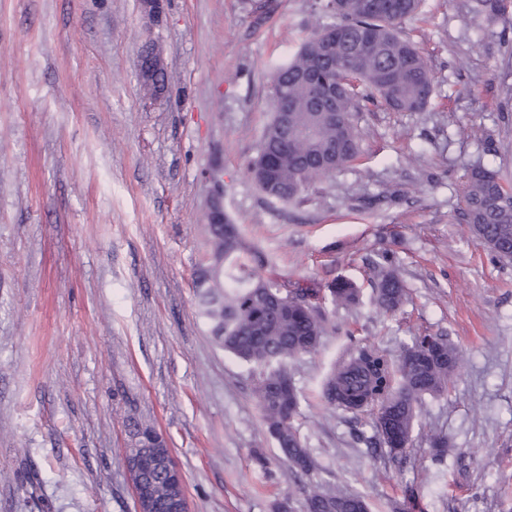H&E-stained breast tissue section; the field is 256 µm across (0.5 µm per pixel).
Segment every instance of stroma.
<instances>
[{"mask_svg":"<svg viewBox=\"0 0 512 512\" xmlns=\"http://www.w3.org/2000/svg\"><path fill=\"white\" fill-rule=\"evenodd\" d=\"M472 2L425 0L402 25L436 78L426 110L356 113L360 158L283 204L246 167L272 73L332 21L314 0H166L151 29L140 0H0V512H137L132 416L166 439L190 512H305L315 485L370 512H512V259L470 236L459 197L475 165L512 182V27ZM148 38L170 89L157 102L137 81ZM216 162L225 212L275 273L362 290L354 307L324 302L320 347L288 363L310 476L262 424L257 368L199 312ZM386 255L408 290L393 313L372 293ZM424 334L458 365L397 461L321 385L350 340L396 355Z\"/></svg>","mask_w":512,"mask_h":512,"instance_id":"stroma-1","label":"stroma"}]
</instances>
